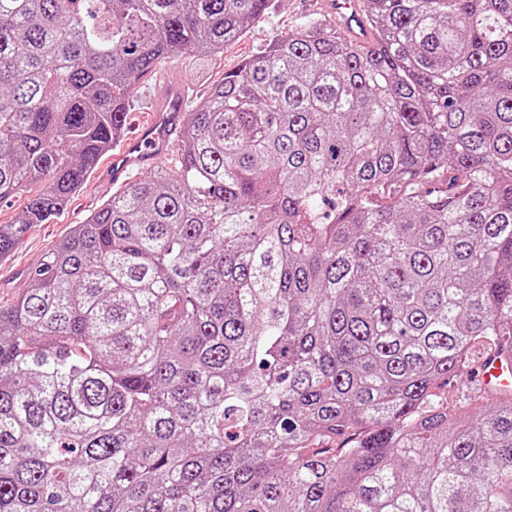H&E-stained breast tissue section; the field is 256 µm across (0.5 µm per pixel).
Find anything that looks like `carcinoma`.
I'll use <instances>...</instances> for the list:
<instances>
[{"label": "carcinoma", "instance_id": "1", "mask_svg": "<svg viewBox=\"0 0 512 512\" xmlns=\"http://www.w3.org/2000/svg\"><path fill=\"white\" fill-rule=\"evenodd\" d=\"M269 0H0V259L112 148L137 82ZM186 112L179 157L0 307V512H512V0H366ZM43 183L38 181L32 184L26 192L16 196L3 198L0 200V221L6 222L16 217L25 208L27 199L30 195L41 190ZM490 358L475 369L474 376L481 386L473 378V371L462 368L459 376L451 379L448 386L437 389L450 412H456L465 403L480 398L485 392L494 397L512 391V387H508L509 380L512 381V368L507 370L500 359Z\"/></svg>", "mask_w": 512, "mask_h": 512}]
</instances>
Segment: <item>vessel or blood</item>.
<instances>
[{
	"label": "vessel or blood",
	"instance_id": "b4317fda",
	"mask_svg": "<svg viewBox=\"0 0 512 512\" xmlns=\"http://www.w3.org/2000/svg\"><path fill=\"white\" fill-rule=\"evenodd\" d=\"M318 5L322 11L341 19L342 34L354 46L373 44L376 36L368 24L364 0H318ZM186 104L187 91L178 80L170 75L160 76L148 121L137 133L123 139L119 152L109 160L107 177L119 179L128 168L151 165L159 156L168 153L181 130ZM474 376L490 396L512 389V369L503 366L501 360H484Z\"/></svg>",
	"mask_w": 512,
	"mask_h": 512
}]
</instances>
